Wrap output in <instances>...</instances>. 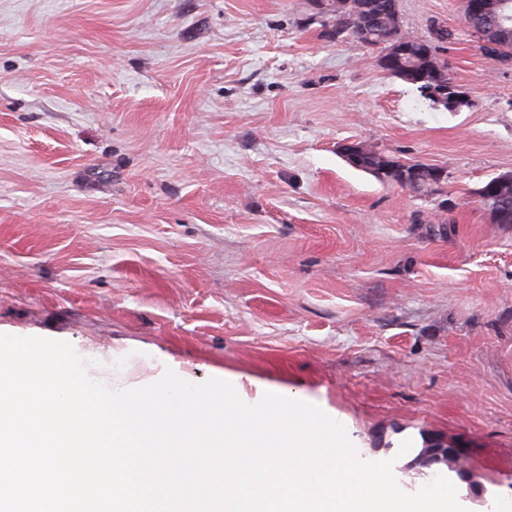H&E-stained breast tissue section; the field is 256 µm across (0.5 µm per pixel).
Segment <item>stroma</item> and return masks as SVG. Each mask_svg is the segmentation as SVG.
<instances>
[{"label":"stroma","mask_w":512,"mask_h":512,"mask_svg":"<svg viewBox=\"0 0 512 512\" xmlns=\"http://www.w3.org/2000/svg\"><path fill=\"white\" fill-rule=\"evenodd\" d=\"M310 0H0V332L76 345L128 383L165 361L300 393L407 492L512 501V65L463 0H399L470 104L432 106ZM355 142L442 168L417 196ZM407 453H400L404 440ZM452 446L461 472L416 458ZM367 148V147H366ZM368 156L365 160V163L361 167H356L351 165L352 167L364 171L369 172V169H372L379 174L376 177L382 181L388 183H396L402 188H406L400 183L398 171L403 166L400 160H397L393 157L383 155L382 153H378L372 149L367 148ZM507 179L508 181L503 185L502 192L498 198H485L484 189L488 184L497 181ZM476 196L479 198V202L482 203L483 207L489 212L493 221L497 224H512V174L503 173L494 176L481 187L475 191ZM500 210H507L508 215L505 219H498L496 213Z\"/></svg>","instance_id":"stroma-1"}]
</instances>
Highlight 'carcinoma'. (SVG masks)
<instances>
[{
  "mask_svg": "<svg viewBox=\"0 0 512 512\" xmlns=\"http://www.w3.org/2000/svg\"><path fill=\"white\" fill-rule=\"evenodd\" d=\"M316 17L322 19L323 32L326 37L336 39H353L364 47L379 49L380 54L387 55L395 45L406 47L400 63L389 70V73L407 83L413 77L427 73L428 81L452 82L448 67L440 59V46L433 42L413 37L404 32L400 25L399 0H348L341 5L339 0H318ZM467 32L477 39L479 48L485 54L500 61L512 59V41L494 42L486 38L485 33L491 23L472 22L464 19ZM402 162L372 149L359 170L378 172L377 178L388 183H400L398 171ZM417 185L411 187L416 193L436 192L446 179L436 176L437 168L424 163H413ZM506 180L498 198L484 197V187L475 190L479 202L489 212L493 221L498 224H512V174L503 173L491 181Z\"/></svg>",
  "mask_w": 512,
  "mask_h": 512,
  "instance_id": "obj_1",
  "label": "carcinoma"
}]
</instances>
